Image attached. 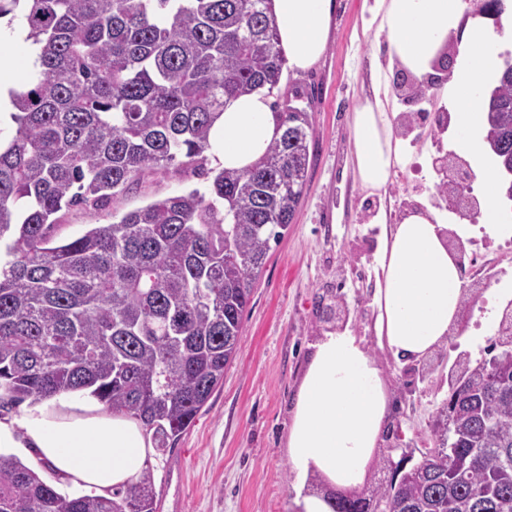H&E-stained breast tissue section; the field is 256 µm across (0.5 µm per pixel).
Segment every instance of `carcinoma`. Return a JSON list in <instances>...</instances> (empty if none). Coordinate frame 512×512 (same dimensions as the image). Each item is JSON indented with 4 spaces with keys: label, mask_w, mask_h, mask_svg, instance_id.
<instances>
[{
    "label": "carcinoma",
    "mask_w": 512,
    "mask_h": 512,
    "mask_svg": "<svg viewBox=\"0 0 512 512\" xmlns=\"http://www.w3.org/2000/svg\"><path fill=\"white\" fill-rule=\"evenodd\" d=\"M25 4L40 70L11 93L0 142V412L88 390L137 419L160 453L194 423L234 362L253 284L293 223L313 116L278 112L280 136L244 170L208 167L232 98L278 87L285 58L269 0H0ZM499 168H512V73L485 107ZM208 179L55 245L65 209H99L146 174ZM490 375L448 370L433 450L412 466L380 449L364 496L332 512H512V331ZM152 467L106 495H62L0 451V512H158Z\"/></svg>",
    "instance_id": "cac0c4a2"
}]
</instances>
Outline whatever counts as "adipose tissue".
I'll return each mask as SVG.
<instances>
[{
  "label": "adipose tissue",
  "instance_id": "adipose-tissue-1",
  "mask_svg": "<svg viewBox=\"0 0 512 512\" xmlns=\"http://www.w3.org/2000/svg\"><path fill=\"white\" fill-rule=\"evenodd\" d=\"M479 9L480 0H374L370 8L381 41L372 51L371 94L352 118V163L359 182L383 189L404 160L396 126V73L430 87L453 44L457 63L447 87L455 149L470 161L481 183L476 226L447 225L432 210H409L395 225L389 224L386 210L376 215L390 230L377 255L375 333L399 360L428 358L447 343L459 318L465 291L459 251L449 237L464 243L479 227L492 236L512 237V225L500 221L499 171L485 155L481 112L498 69L499 47L512 42V10L496 27ZM334 10V0H271L277 46L293 71H306L321 60ZM279 134L271 98L259 89L225 100L212 127L209 153L216 165L243 169L262 157ZM391 412L381 371L362 339L349 330L325 333L299 385L287 439L288 464L297 481L303 484L315 475L324 489L298 494L295 512H332L326 491L362 485ZM18 441L33 448L35 459L61 483L102 492L136 482L152 452L137 420L112 413L82 391L54 396L0 421V447Z\"/></svg>",
  "mask_w": 512,
  "mask_h": 512
}]
</instances>
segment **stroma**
Masks as SVG:
<instances>
[{"instance_id":"35a3bbf8","label":"stroma","mask_w":512,"mask_h":512,"mask_svg":"<svg viewBox=\"0 0 512 512\" xmlns=\"http://www.w3.org/2000/svg\"><path fill=\"white\" fill-rule=\"evenodd\" d=\"M322 59L305 72L284 71L274 103L313 113L311 160L304 196L279 242L272 244L244 316L239 351L194 425L173 453L152 460L161 512H291L294 476L286 440L295 395L313 344L331 324L318 309L323 294L345 307L347 327L380 364L405 440L429 447L430 421L448 394V369L458 335H479L491 288L512 289V239L474 234L464 257L469 302L456 333L426 360L399 363L374 330L377 287L374 255L383 235L373 218L386 209L390 222L430 204L438 180L433 161L443 132L431 115L441 99L403 126L410 147L386 191L364 189L352 170L353 110L368 87L372 33L364 29V0H338ZM201 178L157 173L119 196L109 208L68 211L52 230L56 241L81 236L113 215L154 199L203 186Z\"/></svg>"}]
</instances>
